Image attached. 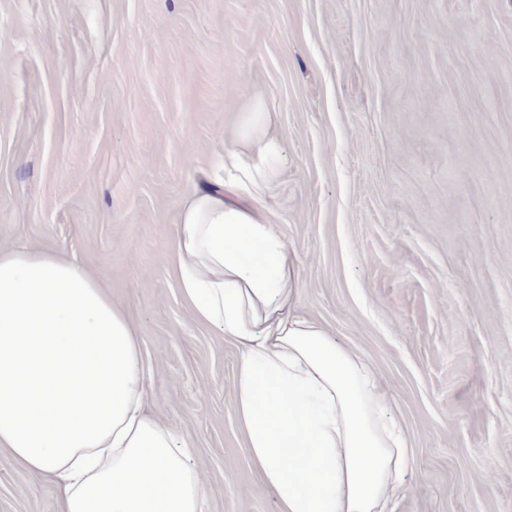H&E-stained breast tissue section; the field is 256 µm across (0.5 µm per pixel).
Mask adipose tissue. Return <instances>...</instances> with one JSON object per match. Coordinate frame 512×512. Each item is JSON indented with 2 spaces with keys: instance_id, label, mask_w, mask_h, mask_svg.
<instances>
[{
  "instance_id": "ef3b65f1",
  "label": "adipose tissue",
  "mask_w": 512,
  "mask_h": 512,
  "mask_svg": "<svg viewBox=\"0 0 512 512\" xmlns=\"http://www.w3.org/2000/svg\"><path fill=\"white\" fill-rule=\"evenodd\" d=\"M261 106L248 151L197 188L174 232L173 273L196 320L241 351L234 410L278 512H394L413 449L372 367L293 307L296 260L262 211L282 147ZM135 328L76 257L0 248V448L62 486L61 512H203L186 447L145 408Z\"/></svg>"
}]
</instances>
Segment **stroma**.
<instances>
[{
  "label": "stroma",
  "mask_w": 512,
  "mask_h": 512,
  "mask_svg": "<svg viewBox=\"0 0 512 512\" xmlns=\"http://www.w3.org/2000/svg\"><path fill=\"white\" fill-rule=\"evenodd\" d=\"M257 103L299 307L374 369L414 448L397 512H512V0H0V246L109 286L205 512H277L235 415L239 351L170 259ZM61 495L0 449V512Z\"/></svg>",
  "instance_id": "obj_1"
}]
</instances>
